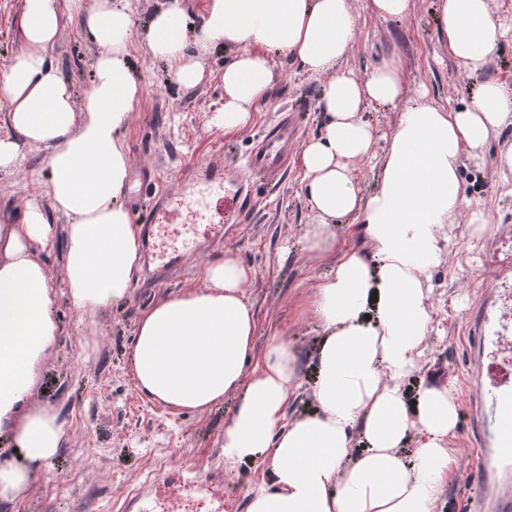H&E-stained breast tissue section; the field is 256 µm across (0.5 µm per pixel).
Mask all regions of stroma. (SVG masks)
Wrapping results in <instances>:
<instances>
[{
	"mask_svg": "<svg viewBox=\"0 0 512 512\" xmlns=\"http://www.w3.org/2000/svg\"><path fill=\"white\" fill-rule=\"evenodd\" d=\"M159 3L131 0L137 27L130 66L142 80L143 93L121 141L132 168L156 171V187L168 193L171 205L185 202L179 186L184 162L204 166L221 160L244 167L256 138L285 115L292 118L301 141L320 134L323 76L278 53L271 56L276 78L254 123L231 135L214 126L211 119L224 104L222 77L230 54L220 45L211 49L202 59V81L192 88L179 85L171 65L153 58L144 46L145 30ZM438 4L415 0L410 17L385 20L368 12L367 0H352L357 29L347 66L363 77L382 60L400 56L409 97L424 89L432 105L445 109L470 105L479 85L490 79L512 94V34L481 72H469L440 37ZM21 12L22 0H0V78L23 45ZM96 53L81 22L63 29L52 62L75 99H83L90 87ZM361 117L379 135L374 158L353 166L356 182L369 192L377 183V157L396 112L370 104ZM510 148L512 133L502 132L489 144V163L480 168L467 161L460 165L466 209L443 229L451 243L431 275L425 363L401 384L411 401L427 386L449 382L457 389L460 420L451 440L456 463L439 512H478L479 490L465 475L488 441L480 405L483 369L496 356L492 337L512 332V178L502 179L491 161ZM46 178L41 149L24 150L14 170L0 173V224L20 223L25 201H44ZM471 207L488 213L486 234H474L467 214ZM250 208L247 223L227 230L223 242L201 245L166 278L150 280L144 265H137L125 302L87 315L66 295L55 294L52 309L60 334L33 402L58 412L66 441L16 501L0 503V512H139L147 490L164 481L178 490L157 500V512H214L210 496L190 484L205 475L223 478L224 512H247L251 490L265 478L264 467L257 462L226 466L222 448L224 423L239 394L203 414L171 409L137 387L130 356L142 314L161 296L201 286L204 264L230 251L254 270L246 297L256 316V354H263L275 337L298 352L302 390L289 401L288 417L313 409L310 391L321 336L305 302L329 272L332 259L305 248L312 212L299 163H292L279 180L254 182Z\"/></svg>",
	"mask_w": 512,
	"mask_h": 512,
	"instance_id": "obj_1",
	"label": "stroma"
}]
</instances>
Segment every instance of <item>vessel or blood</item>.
<instances>
[{
    "instance_id": "obj_1",
    "label": "vessel or blood",
    "mask_w": 512,
    "mask_h": 512,
    "mask_svg": "<svg viewBox=\"0 0 512 512\" xmlns=\"http://www.w3.org/2000/svg\"><path fill=\"white\" fill-rule=\"evenodd\" d=\"M298 146L296 133L287 119L264 131L253 148L246 172L227 190L224 168L209 165L206 177H199L196 162L184 163L179 180L194 205L208 209L218 224H242L249 215V184L255 176L273 180L288 168V156ZM181 213L168 209L162 196H154L143 222L147 237L167 232L182 223ZM489 387L482 393V406L493 431V444L481 458L479 467L467 476L468 483L483 491L482 512H512V372L490 365Z\"/></svg>"
}]
</instances>
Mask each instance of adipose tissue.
Returning <instances> with one entry per match:
<instances>
[{
    "label": "adipose tissue",
    "instance_id": "ef3b65f1",
    "mask_svg": "<svg viewBox=\"0 0 512 512\" xmlns=\"http://www.w3.org/2000/svg\"><path fill=\"white\" fill-rule=\"evenodd\" d=\"M79 18L98 52L78 102L49 58L66 23ZM133 26L130 0L88 8L83 0H23V47L0 80L8 129L0 170L16 167L22 147L46 149V193L66 219L62 280L71 303L88 313L126 299L138 263V227L119 201L129 171L120 133L143 92L129 66ZM356 27L351 0H207L191 32L182 0H166L146 30L148 52L174 63L175 81L187 88L203 78L202 55L231 48L224 106L213 118L228 133L247 128L265 101L275 77L271 53L327 77L324 131L300 154L316 218L305 238L311 251L334 256L308 301L322 336L314 411L287 418L299 388L297 356L279 338L256 354L244 292L254 272L235 254L207 262L202 287L149 308L132 350L138 386L172 409L206 412L241 393L224 424V462L258 458L269 476L247 512H438L455 464V387L422 389L411 404L400 381L424 351L441 230L465 210L459 165L485 164L491 136L512 127V95L487 81L462 109L433 106L423 93L405 102L400 58L364 78L343 67ZM503 34L491 0H441V35L470 72L483 69ZM370 103L398 114L367 194L350 166L374 154L376 133L361 117ZM468 213L477 230L488 228L487 213ZM346 217L358 219L354 233L368 250L337 245L336 222ZM52 239L43 207L31 201L22 223L0 224V441L20 452L18 463L0 466V502L26 490L65 442L57 413L31 403L59 333L55 278L43 257ZM357 435L365 446L356 454ZM409 445L408 462L400 450Z\"/></svg>",
    "mask_w": 512,
    "mask_h": 512
}]
</instances>
